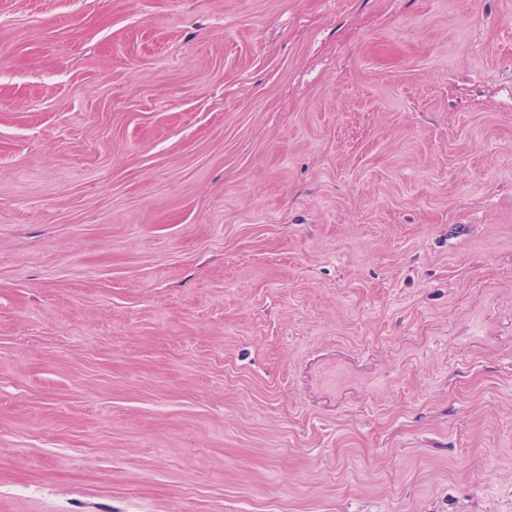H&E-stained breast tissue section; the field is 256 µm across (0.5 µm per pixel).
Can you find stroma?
Listing matches in <instances>:
<instances>
[{"label":"stroma","mask_w":512,"mask_h":512,"mask_svg":"<svg viewBox=\"0 0 512 512\" xmlns=\"http://www.w3.org/2000/svg\"><path fill=\"white\" fill-rule=\"evenodd\" d=\"M0 512H512V0H0Z\"/></svg>","instance_id":"stroma-1"}]
</instances>
